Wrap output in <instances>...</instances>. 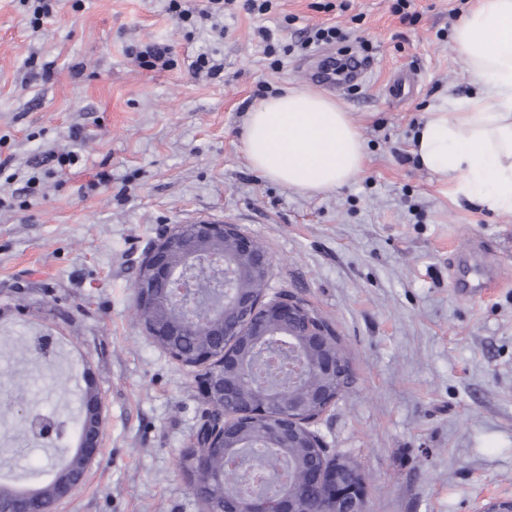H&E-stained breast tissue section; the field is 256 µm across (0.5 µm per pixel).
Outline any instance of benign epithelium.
<instances>
[{
  "label": "benign epithelium",
  "mask_w": 512,
  "mask_h": 512,
  "mask_svg": "<svg viewBox=\"0 0 512 512\" xmlns=\"http://www.w3.org/2000/svg\"><path fill=\"white\" fill-rule=\"evenodd\" d=\"M232 238L235 250L215 258V262L228 267L240 276L256 272L268 275V256L257 252L255 240L244 234L236 224L227 222L216 224H181L179 228L163 235L146 253L142 265L145 267L143 277L135 284V297L139 306L147 312L145 330L148 335L161 337L167 331L150 320L148 313L154 306L153 288L155 281L162 280L175 284L174 268L167 264V255L181 253L186 257L197 254L195 245L204 238ZM311 313L303 302L292 295H280L275 298L261 295L258 302L243 298L237 303L236 324L224 328L226 336H260L262 329L279 326L286 329L285 335L293 348L306 356L307 352L319 346L329 330L319 322L310 321ZM241 366V354L224 351V373L211 377L204 373L196 377V383L206 399L224 398L234 400L239 393L237 370ZM317 417L305 416L304 407L295 405L283 423L271 431L272 444L277 446L288 440L289 435L301 428L311 425ZM23 431L44 442H54L61 437L68 421L58 415L51 416L26 412L21 419ZM217 433L207 432V443L194 442L192 448L184 453V463L195 467L203 459L205 449L211 447ZM307 484L321 487L324 501L316 505L311 512H364L365 483L362 473L353 464L340 459H333L328 466L314 469ZM224 512H267L261 499L227 498L224 500Z\"/></svg>",
  "instance_id": "1"
}]
</instances>
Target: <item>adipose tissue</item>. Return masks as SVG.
<instances>
[{"label": "adipose tissue", "mask_w": 512, "mask_h": 512, "mask_svg": "<svg viewBox=\"0 0 512 512\" xmlns=\"http://www.w3.org/2000/svg\"><path fill=\"white\" fill-rule=\"evenodd\" d=\"M472 96L430 113L415 137L421 165L457 193L512 211V0H482L451 35ZM252 168L295 190L336 191L364 170L361 133L332 98L302 87L267 98L248 115Z\"/></svg>", "instance_id": "obj_1"}]
</instances>
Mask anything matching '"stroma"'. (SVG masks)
Returning <instances> with one entry per match:
<instances>
[{
    "instance_id": "1",
    "label": "stroma",
    "mask_w": 512,
    "mask_h": 512,
    "mask_svg": "<svg viewBox=\"0 0 512 512\" xmlns=\"http://www.w3.org/2000/svg\"><path fill=\"white\" fill-rule=\"evenodd\" d=\"M477 0H273L223 31L177 20L169 0H61L40 27L0 0V400L73 418L85 378L102 405L100 454L56 512H201L179 461L205 408L194 370L135 322L133 282L168 227L228 218L273 260L271 291L320 312L352 353L353 382L313 425L328 454L366 478L365 512H482L512 498V212L466 202L421 167L416 129L470 85L451 49L458 14ZM283 43L301 29L349 33L336 54L367 50L369 81L337 97L358 125L366 164L336 192L308 195L255 171L243 147L251 108L304 86L309 54L270 68L260 27ZM171 46L175 65L139 67L134 50ZM207 54L222 69L192 73ZM422 75L395 106L394 69ZM81 164L61 170V154ZM108 185L95 186L99 172ZM491 244L500 287L451 288L448 248ZM60 340L44 363L27 337ZM52 444L0 425L14 471L63 462Z\"/></svg>"
}]
</instances>
